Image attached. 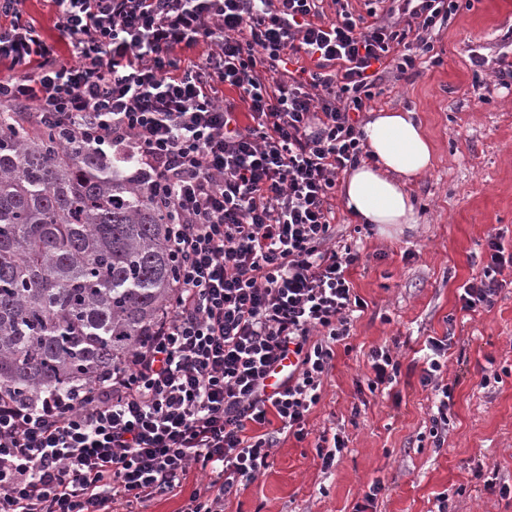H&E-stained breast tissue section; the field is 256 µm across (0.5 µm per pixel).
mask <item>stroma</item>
Masks as SVG:
<instances>
[{
	"label": "stroma",
	"mask_w": 512,
	"mask_h": 512,
	"mask_svg": "<svg viewBox=\"0 0 512 512\" xmlns=\"http://www.w3.org/2000/svg\"><path fill=\"white\" fill-rule=\"evenodd\" d=\"M432 41L438 64L409 81L384 69L370 103L413 112L433 143L431 168L409 186L417 221L364 225L337 203L336 238L361 253L349 278L366 306L335 348L307 438L280 441L272 466L241 484L224 512H355L375 483L382 490L367 512H434L443 492L448 512H512V268L492 307L466 312L459 298L488 261L489 230L512 251V88L496 77L512 51V0H459ZM477 78L490 88L483 102ZM448 334L442 379L452 404L440 446L420 356L429 338ZM383 346L400 362L399 381L373 393L369 354ZM486 371L499 379L483 388ZM330 427L348 442L325 471L315 445Z\"/></svg>",
	"instance_id": "1"
}]
</instances>
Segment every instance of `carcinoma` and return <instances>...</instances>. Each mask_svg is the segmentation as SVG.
<instances>
[{
    "mask_svg": "<svg viewBox=\"0 0 512 512\" xmlns=\"http://www.w3.org/2000/svg\"><path fill=\"white\" fill-rule=\"evenodd\" d=\"M131 163L0 112V391L86 384L146 345L172 301L168 220Z\"/></svg>",
    "mask_w": 512,
    "mask_h": 512,
    "instance_id": "obj_1",
    "label": "carcinoma"
}]
</instances>
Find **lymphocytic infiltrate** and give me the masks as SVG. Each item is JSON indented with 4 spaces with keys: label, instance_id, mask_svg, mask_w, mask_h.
<instances>
[{
    "label": "lymphocytic infiltrate",
    "instance_id": "f902f5d3",
    "mask_svg": "<svg viewBox=\"0 0 512 512\" xmlns=\"http://www.w3.org/2000/svg\"><path fill=\"white\" fill-rule=\"evenodd\" d=\"M24 2L0 0V111L27 109L63 145L133 160L171 218L178 277L152 341L92 386L0 395V512H132L193 467L207 481L184 512H224L281 434L307 437L334 347L364 308L334 197L367 156L356 115L377 67L434 63L431 32L458 0H367L366 27L349 0H50L48 40ZM499 239L487 235L464 310L507 285ZM451 345L428 340L420 376L440 445Z\"/></svg>",
    "mask_w": 512,
    "mask_h": 512
}]
</instances>
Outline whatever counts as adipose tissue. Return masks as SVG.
Listing matches in <instances>:
<instances>
[{
  "mask_svg": "<svg viewBox=\"0 0 512 512\" xmlns=\"http://www.w3.org/2000/svg\"><path fill=\"white\" fill-rule=\"evenodd\" d=\"M373 163L348 171L342 194L349 213L365 224L415 223L407 185L432 163V144L411 113L375 112L363 127Z\"/></svg>",
  "mask_w": 512,
  "mask_h": 512,
  "instance_id": "ef3b65f1",
  "label": "adipose tissue"
}]
</instances>
